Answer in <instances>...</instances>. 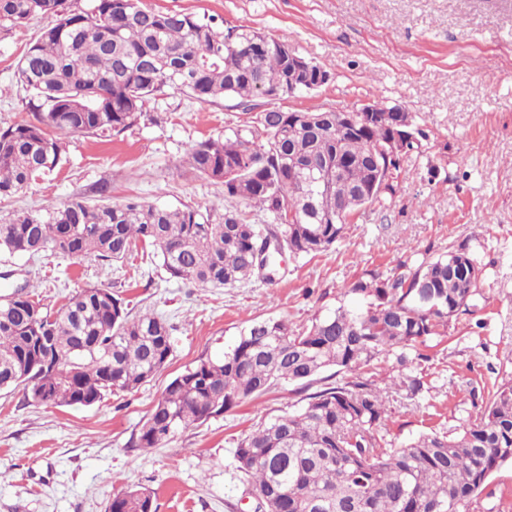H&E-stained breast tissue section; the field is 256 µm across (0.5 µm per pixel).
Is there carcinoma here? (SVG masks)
<instances>
[{
	"mask_svg": "<svg viewBox=\"0 0 512 512\" xmlns=\"http://www.w3.org/2000/svg\"><path fill=\"white\" fill-rule=\"evenodd\" d=\"M0 0V22L47 18L18 64L35 121L0 131V197L17 194L66 162L49 131L107 140L128 128L166 88L200 103L234 99L250 112L224 136L193 143L186 169L224 186V214L191 205L128 198L90 205L74 198L21 210L0 224V252L53 251L120 262L141 242L159 254L168 278L221 288L260 277L266 239L295 256L336 245L354 215L395 195L393 175L416 142L390 152L391 122L408 112L270 108L291 96L288 44L213 15L160 11L143 0ZM266 100L258 109L255 99ZM270 218L250 222V208ZM480 269L463 246L383 276L365 271L338 306L310 323L255 320L221 358H201L165 388L139 429L138 446L157 448L176 430L220 415L278 385L305 393L292 414L260 424L236 443L241 481L255 512H459L491 473L512 462V381L489 393L484 410L455 435L422 434L397 448L380 435L385 404L415 399L421 377L397 388L371 372L394 355L404 368L417 346L448 333L453 316L475 305ZM173 355L171 326L136 316L105 288H85L56 310L30 293L0 299V389L23 387L33 400L89 407L131 392ZM105 512H155L148 491L112 494Z\"/></svg>",
	"mask_w": 512,
	"mask_h": 512,
	"instance_id": "cac0c4a2",
	"label": "carcinoma"
}]
</instances>
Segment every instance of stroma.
<instances>
[{
    "instance_id": "35a3bbf8",
    "label": "stroma",
    "mask_w": 512,
    "mask_h": 512,
    "mask_svg": "<svg viewBox=\"0 0 512 512\" xmlns=\"http://www.w3.org/2000/svg\"><path fill=\"white\" fill-rule=\"evenodd\" d=\"M163 11L223 18L288 43L326 64L329 84L284 100L283 109H355L379 102L410 112L429 135L394 174L391 204L367 208L342 241L317 256H285L286 273L201 289L168 279L134 245L125 262L44 252L0 253V296L18 288L56 309L67 296L107 288L133 312L172 328L167 367L138 389L89 407H51L23 389L0 391V512H105L112 494L149 489L156 512H239L233 451L261 421L298 410L282 385L178 431L161 447L135 441L166 385L203 357L223 353L250 321L294 325L335 309L364 271L388 276L466 246L482 271L475 311L454 316L445 337L420 346L415 400L394 398L384 435L398 446L422 433H453L474 419L488 390L512 380V0H146ZM44 21L0 24V129L32 121L17 66ZM234 100L202 104L168 90L110 142L65 134L66 163L0 198V221L75 197L200 206L223 213L224 188L184 175L187 147L245 121ZM462 512H512V463L495 470Z\"/></svg>"
}]
</instances>
